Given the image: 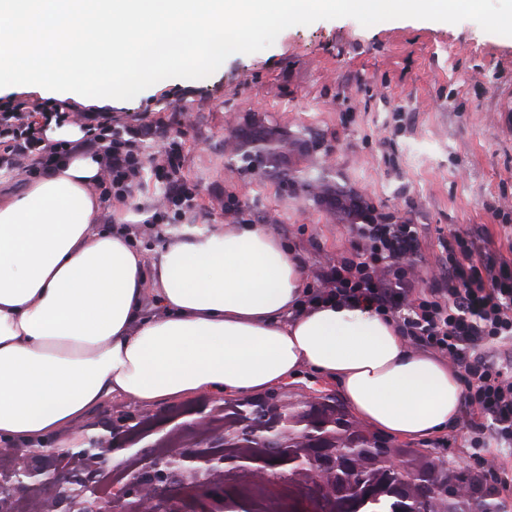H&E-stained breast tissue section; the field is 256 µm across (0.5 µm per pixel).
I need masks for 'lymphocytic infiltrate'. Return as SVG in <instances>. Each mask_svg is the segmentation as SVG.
Wrapping results in <instances>:
<instances>
[{
	"instance_id": "obj_1",
	"label": "lymphocytic infiltrate",
	"mask_w": 512,
	"mask_h": 512,
	"mask_svg": "<svg viewBox=\"0 0 512 512\" xmlns=\"http://www.w3.org/2000/svg\"><path fill=\"white\" fill-rule=\"evenodd\" d=\"M86 144L102 149L116 200L133 198L145 167L142 132H119L109 118L80 119ZM54 144L40 137L34 123L10 106L0 107V165L25 167L31 155L52 154ZM177 151L156 163L154 174L168 186L166 203L150 216L162 224L185 217L196 207L194 187L177 179ZM357 241L351 256L324 267L312 285L309 303L336 300L362 303L391 317L404 336L446 358L465 383L462 416L470 428L476 456L490 462L472 488L498 498L512 488V369L494 355V347L512 344V260L482 248L467 232H453L443 246L445 274L416 288L413 261L421 255L422 231L416 224H353Z\"/></svg>"
}]
</instances>
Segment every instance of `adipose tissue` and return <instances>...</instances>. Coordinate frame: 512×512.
<instances>
[{
  "label": "adipose tissue",
  "mask_w": 512,
  "mask_h": 512,
  "mask_svg": "<svg viewBox=\"0 0 512 512\" xmlns=\"http://www.w3.org/2000/svg\"><path fill=\"white\" fill-rule=\"evenodd\" d=\"M46 136L64 149L0 190L1 441H44L110 399L258 393L304 368L379 430L457 429L459 375L372 309L307 308L299 258L265 226L197 232L146 260L127 211L106 212L95 190L102 152L74 127Z\"/></svg>",
  "instance_id": "obj_1"
}]
</instances>
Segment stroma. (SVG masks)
Here are the masks:
<instances>
[{"label":"stroma","instance_id":"stroma-1","mask_svg":"<svg viewBox=\"0 0 512 512\" xmlns=\"http://www.w3.org/2000/svg\"><path fill=\"white\" fill-rule=\"evenodd\" d=\"M113 125L147 129V154L167 147L198 189V206L168 224L128 228L146 258L183 240L186 230H233L262 224L298 254L305 276L351 255L355 239L336 207L319 193L291 189L224 167L241 131L287 136L288 171L325 167L378 209L420 225L417 287L438 280L439 240L465 229L486 250L512 259V37L456 24L394 19L362 26L353 18L319 20L283 30L274 44L234 54L202 79L169 78L107 107ZM341 400L334 382L310 371L257 393L301 410L309 395ZM140 406L109 400L84 423L122 433L138 424ZM389 453L416 475L451 459L480 467L466 425L428 440L386 437Z\"/></svg>","mask_w":512,"mask_h":512}]
</instances>
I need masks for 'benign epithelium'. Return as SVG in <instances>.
<instances>
[{"label": "benign epithelium", "instance_id": "obj_1", "mask_svg": "<svg viewBox=\"0 0 512 512\" xmlns=\"http://www.w3.org/2000/svg\"><path fill=\"white\" fill-rule=\"evenodd\" d=\"M277 155L263 139L234 138L226 168L267 175ZM336 211L351 222L393 224L355 190L336 185ZM306 427L297 430L300 423ZM351 431L336 447V416L304 420L277 403L251 404L239 412L238 426L217 430L193 446L137 452L139 465L120 485L106 487L99 473L108 466L112 434L83 432L65 448L14 445L0 448V512H20L31 498L38 512H224V479L229 471L262 481L308 479L328 512L339 505L367 503L387 512H419L412 482L436 486L432 510L448 497V487L416 478L387 452L356 447ZM383 469L388 486L367 483L363 472Z\"/></svg>", "mask_w": 512, "mask_h": 512}]
</instances>
